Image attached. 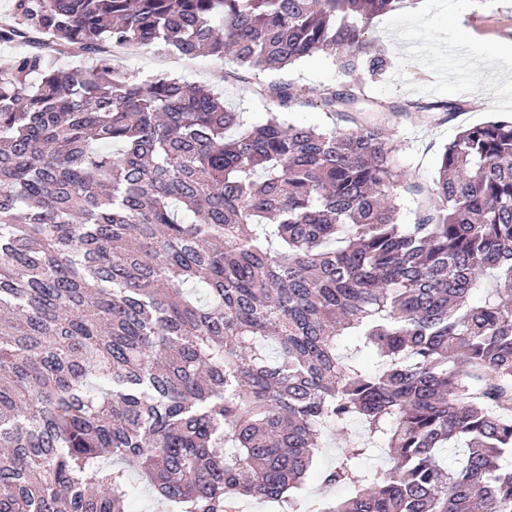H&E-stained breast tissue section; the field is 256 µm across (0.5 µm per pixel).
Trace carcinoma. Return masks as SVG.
Returning a JSON list of instances; mask_svg holds the SVG:
<instances>
[{"label": "carcinoma", "instance_id": "carcinoma-1", "mask_svg": "<svg viewBox=\"0 0 512 512\" xmlns=\"http://www.w3.org/2000/svg\"><path fill=\"white\" fill-rule=\"evenodd\" d=\"M409 0H14L0 43V512H512V120L460 131L429 207L363 121L267 120L112 54L318 52L391 65L368 33ZM94 56L67 70L61 62ZM328 114L377 112L342 83ZM391 112L460 109L407 102ZM338 443L317 469L323 440ZM376 448L392 465L365 467ZM318 472L334 501L304 497ZM424 204L422 195H411L403 193L400 198V210L397 215V223L412 224L414 223L417 212Z\"/></svg>", "mask_w": 512, "mask_h": 512}]
</instances>
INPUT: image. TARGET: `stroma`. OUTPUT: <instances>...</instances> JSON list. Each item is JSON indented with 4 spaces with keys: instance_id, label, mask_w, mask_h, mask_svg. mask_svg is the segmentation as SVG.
I'll list each match as a JSON object with an SVG mask.
<instances>
[{
    "instance_id": "35a3bbf8",
    "label": "stroma",
    "mask_w": 512,
    "mask_h": 512,
    "mask_svg": "<svg viewBox=\"0 0 512 512\" xmlns=\"http://www.w3.org/2000/svg\"><path fill=\"white\" fill-rule=\"evenodd\" d=\"M371 29L392 66L378 81L355 77L358 93L382 103L452 99L463 105L449 119L437 112L371 113V120L398 144L395 164L413 181L431 183L445 144L461 128L492 117L512 118V79L501 78L498 65L500 44L512 43V0H468L461 9L454 0H414L403 11L377 17ZM114 65L135 80L162 74L207 85L221 93L247 127L264 123L270 110L256 93L258 85L285 80L321 93L340 82L335 58L328 53L257 73L247 83L232 79L236 66L231 59L187 61L160 44L115 56Z\"/></svg>"
}]
</instances>
